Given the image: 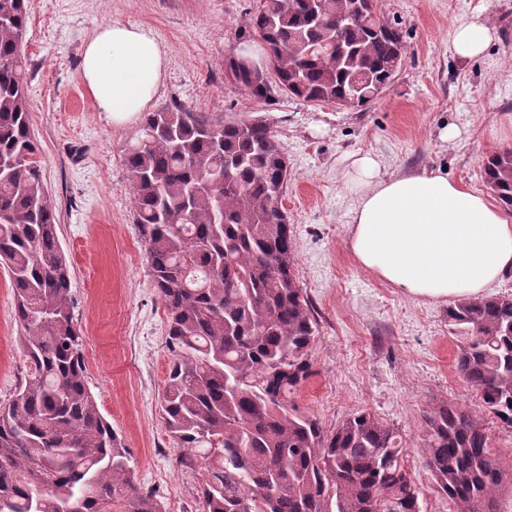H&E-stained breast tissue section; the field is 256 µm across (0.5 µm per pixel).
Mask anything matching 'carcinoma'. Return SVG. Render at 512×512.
<instances>
[{"mask_svg": "<svg viewBox=\"0 0 512 512\" xmlns=\"http://www.w3.org/2000/svg\"><path fill=\"white\" fill-rule=\"evenodd\" d=\"M28 0H0V265L10 273L25 372L0 403V512H163L133 484L128 448L101 414L74 323L71 272L30 131L21 45ZM252 34L268 67L224 58L251 95L362 107L401 70L404 35L374 0H260ZM151 286L175 359L163 419L180 462L205 465L203 512H421L399 432L365 410L324 430L292 395L311 375L314 318L293 271L282 198L288 162L259 122L174 106L144 114L124 158ZM483 181L512 212V150ZM456 368L512 428V296L448 307ZM419 444L456 512H499L512 486L477 415L443 401Z\"/></svg>", "mask_w": 512, "mask_h": 512, "instance_id": "1", "label": "carcinoma"}]
</instances>
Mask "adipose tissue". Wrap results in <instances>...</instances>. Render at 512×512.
<instances>
[{
	"mask_svg": "<svg viewBox=\"0 0 512 512\" xmlns=\"http://www.w3.org/2000/svg\"><path fill=\"white\" fill-rule=\"evenodd\" d=\"M495 38L488 21L458 25L455 55L481 58ZM166 51L139 26L107 25L88 41L82 79L113 125L134 124L164 78ZM358 187L349 248L365 269L411 298L473 299L512 272V216L438 170L382 174L353 162Z\"/></svg>",
	"mask_w": 512,
	"mask_h": 512,
	"instance_id": "adipose-tissue-1",
	"label": "adipose tissue"
}]
</instances>
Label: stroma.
<instances>
[{"label": "stroma", "instance_id": "1", "mask_svg": "<svg viewBox=\"0 0 512 512\" xmlns=\"http://www.w3.org/2000/svg\"><path fill=\"white\" fill-rule=\"evenodd\" d=\"M399 23L406 58L392 85L362 107L306 103L272 91L250 96L224 75V58L249 36L258 0H29L23 42L31 134L71 266V301L84 339L87 382L130 454L135 487L163 512H200L202 464L183 465L161 417L168 369L167 311L151 286L134 222L126 149L139 125L113 126L81 78L85 44L106 23L137 24L167 51L150 105H180L213 119L266 124L288 158L282 200L294 273L317 320L312 374L293 396L332 431L367 410L407 442L422 512H455L432 489L419 443L429 408L448 401L480 416L491 450L512 466V430L485 412L456 369L448 304L409 298L361 267L348 241L356 193L353 157L372 154L382 173L441 170L485 191L482 163L504 148L492 130L512 126V0H375ZM488 20L498 38L485 56L454 54L455 24ZM456 126L454 141L442 140ZM9 272L0 266V403L25 364Z\"/></svg>", "mask_w": 512, "mask_h": 512}]
</instances>
